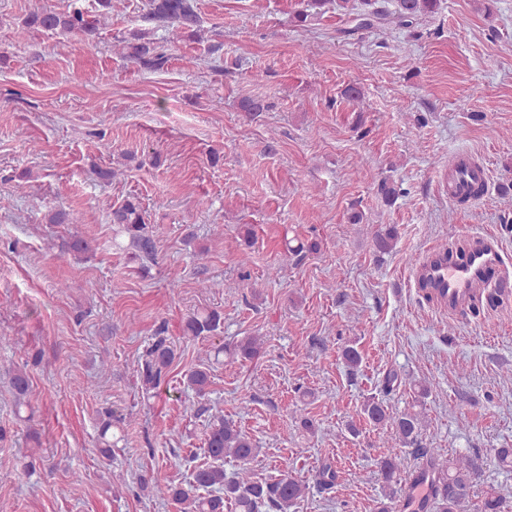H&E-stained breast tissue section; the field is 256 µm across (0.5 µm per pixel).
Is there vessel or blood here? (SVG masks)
<instances>
[{
    "instance_id": "1",
    "label": "vessel or blood",
    "mask_w": 512,
    "mask_h": 512,
    "mask_svg": "<svg viewBox=\"0 0 512 512\" xmlns=\"http://www.w3.org/2000/svg\"><path fill=\"white\" fill-rule=\"evenodd\" d=\"M474 187L487 190L488 175L468 155L459 154L443 189L449 200L457 201ZM499 257L497 242L483 237L471 239L459 260L449 258L447 250L432 248L420 260L415 281L439 308L455 313L472 301L480 286H487L492 299L512 290V274L501 268Z\"/></svg>"
}]
</instances>
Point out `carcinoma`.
Instances as JSON below:
<instances>
[{
	"instance_id": "1",
	"label": "carcinoma",
	"mask_w": 512,
	"mask_h": 512,
	"mask_svg": "<svg viewBox=\"0 0 512 512\" xmlns=\"http://www.w3.org/2000/svg\"><path fill=\"white\" fill-rule=\"evenodd\" d=\"M330 0H306L305 9L297 14V22L303 24L325 13ZM340 8L346 10L349 28L339 30L341 35H351L358 30L377 29L388 23L400 28H413L422 17L434 14L440 0H392L393 9L377 6L378 0H338ZM143 21L149 24L144 29H135L117 40L123 55L150 70H161L168 61L165 44L173 43L187 33L200 27L196 0H146ZM23 26L54 33L94 36L96 25L89 21L85 12L73 8L66 12L35 9L22 21ZM112 223L117 233L112 246L118 250L130 248L135 255L153 259L156 256L155 241L151 227L146 224L141 204L129 197L112 209ZM222 316L209 310L188 316L184 335L198 339L217 335L221 329ZM262 350L261 340L256 336L246 337L231 345H222L215 354L225 352L242 361H252ZM176 359L174 342L159 331L154 336L139 368V377L145 390H160L167 383ZM187 386L202 396L210 382V369L200 366L185 374ZM11 388L15 405L22 407L32 395L30 371L23 366L11 377ZM364 414L376 424H391L397 445L410 448L426 459L423 476L429 478V496L422 502L425 512H466L470 506L473 489L483 471V458L477 453L461 456L454 467L440 463V455L434 448L423 444L424 425L416 413L393 414L383 402L372 400L364 405ZM121 419H112L108 413L99 426L100 450L108 455L118 439L114 438V424ZM256 455L250 437L233 421L216 412L211 415L209 430L205 438L203 459L195 462L191 479L185 484H153L141 480L142 488H151L156 496L170 500L179 512H224L229 504L234 512H288V509L306 491L301 480L286 473L273 480L251 481L237 475L229 478L224 473V458L231 457L240 463H248ZM402 456L390 447L380 461L384 498L392 501L398 495ZM477 512H512V504L502 496L489 492L477 506Z\"/></svg>"
}]
</instances>
